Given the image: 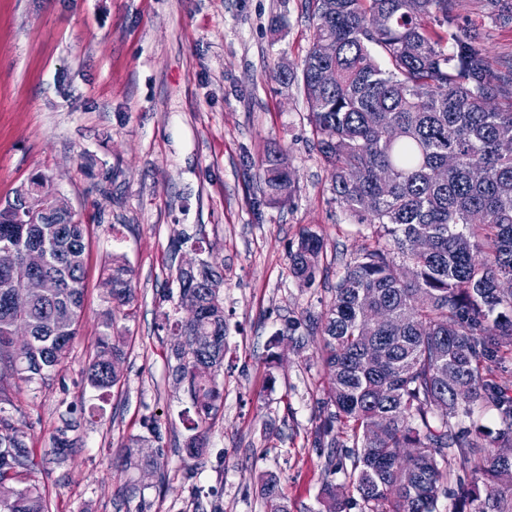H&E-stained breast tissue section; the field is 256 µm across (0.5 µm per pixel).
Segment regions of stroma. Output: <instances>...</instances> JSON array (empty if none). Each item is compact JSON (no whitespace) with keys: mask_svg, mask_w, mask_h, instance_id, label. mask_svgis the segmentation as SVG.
Returning a JSON list of instances; mask_svg holds the SVG:
<instances>
[{"mask_svg":"<svg viewBox=\"0 0 512 512\" xmlns=\"http://www.w3.org/2000/svg\"><path fill=\"white\" fill-rule=\"evenodd\" d=\"M499 61L512 28L459 0ZM313 29L305 0H0V201L48 175L87 226L85 304L67 359L38 384L0 364V406L40 463L49 512H126L121 446L161 424L168 461L144 483L148 512H269L260 475H276L288 512H320L326 459L310 445L325 414L321 340L283 339L288 320L326 308L346 261L371 233L335 199L314 146L301 88ZM289 80H282L281 71ZM286 149L294 191L267 202L258 162ZM324 242L314 283L293 277L302 229ZM132 271L136 301L122 320L123 378L99 399L84 370L104 308L112 255ZM208 260L224 278V402L202 457L183 463L191 403L156 330L176 272ZM67 429L76 446L53 454ZM344 486L352 504L361 499Z\"/></svg>","mask_w":512,"mask_h":512,"instance_id":"stroma-1","label":"stroma"}]
</instances>
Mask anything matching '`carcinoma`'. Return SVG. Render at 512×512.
Returning a JSON list of instances; mask_svg holds the SVG:
<instances>
[{
	"label": "carcinoma",
	"instance_id": "cac0c4a2",
	"mask_svg": "<svg viewBox=\"0 0 512 512\" xmlns=\"http://www.w3.org/2000/svg\"><path fill=\"white\" fill-rule=\"evenodd\" d=\"M482 6L494 23H512V0ZM307 9L313 35L301 81L317 150L336 201L358 223L384 229L345 263L328 309L288 320L300 348L323 336L331 411L313 447L329 449V474L344 475L365 512H437L442 496L448 512H512V394L492 376L512 352V290L498 288L512 282V61L492 63L457 0H307ZM327 42L336 44L331 60L322 56ZM325 67L336 72L331 84L320 77ZM258 168L264 197L291 196L282 148L267 149ZM33 183L56 202L50 178L34 175L0 205V239L20 254L42 247L43 273L60 284L51 298L29 299L23 264L0 270V363L29 385L44 381L77 335L85 254V225L68 206L37 219L18 210ZM419 237L429 240L425 252L414 248ZM323 252L320 236L303 230L292 275L314 282ZM199 281L178 292V305H198L197 316L165 312L158 324L194 410L184 443L191 459L203 455L224 398L223 279L208 264ZM104 285L85 374L102 396L121 381L117 318L135 300L124 260L112 259ZM21 328L28 336L17 346ZM477 408L496 410V431L474 422ZM144 428L116 458L131 495L141 492L136 475L167 456L157 421ZM482 439L487 454L474 466ZM32 470L23 436L0 409V512H48ZM262 490L270 512H288L273 476ZM347 509L326 484L324 512Z\"/></svg>",
	"mask_w": 512,
	"mask_h": 512
}]
</instances>
